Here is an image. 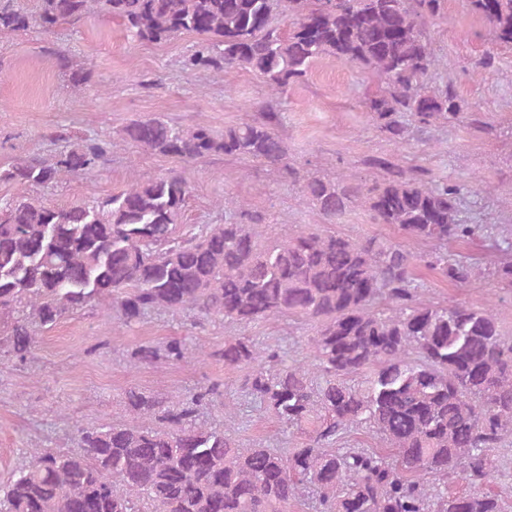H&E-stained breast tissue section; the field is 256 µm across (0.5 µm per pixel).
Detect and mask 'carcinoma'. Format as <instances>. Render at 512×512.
I'll return each instance as SVG.
<instances>
[{
  "label": "carcinoma",
  "mask_w": 512,
  "mask_h": 512,
  "mask_svg": "<svg viewBox=\"0 0 512 512\" xmlns=\"http://www.w3.org/2000/svg\"><path fill=\"white\" fill-rule=\"evenodd\" d=\"M443 0H38L30 11L0 0V36L62 24L92 13L119 21L144 43L199 36L182 61L191 72L248 71L274 93L303 83L325 57L376 76L365 97L370 125L401 148L442 125L493 132L452 83L437 80L428 31ZM493 45H512V0H464ZM71 86L90 78L83 60L58 55ZM282 116L268 102L219 134L160 116L121 129L133 146L193 163L224 155L288 176L328 225L354 208L397 228L427 249L413 252L379 236L353 238L300 227L268 234L259 213H224L220 224L177 231L191 193L184 175L133 179L90 204L59 207L34 195L0 206V354L26 362L37 330L98 307L130 327L154 311L181 315L193 328L221 321L241 332L217 356L244 372L239 390L303 441L295 448L234 433L248 420L200 421L224 402L213 382L184 395L127 392L129 419L77 428L78 450L33 448L0 489V512H290L312 493L314 512H503L487 489L493 451L512 433V340L490 306L440 304L422 297L417 270L462 287L490 277L512 288V261L489 268L448 246L491 237L476 220L467 186L436 179L419 165L382 156L381 173H300L288 163ZM49 157L26 156L0 169V181L27 191L95 172L112 150L107 138L74 137ZM311 327L309 359L258 344L244 332L271 319ZM203 351L173 337L129 354L134 368L182 366ZM362 375L366 386L349 383ZM355 431L382 448H350ZM460 480L467 490L448 491Z\"/></svg>",
  "instance_id": "1"
}]
</instances>
